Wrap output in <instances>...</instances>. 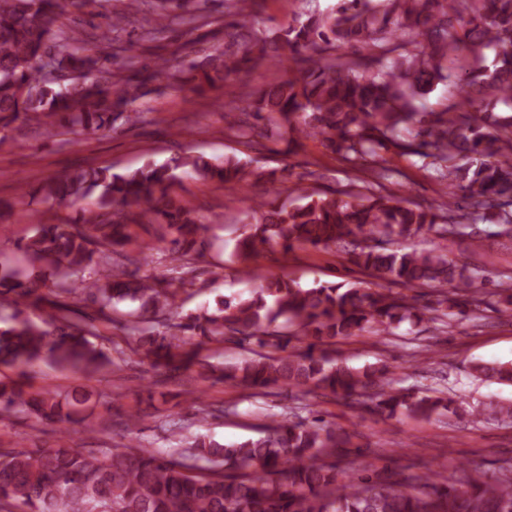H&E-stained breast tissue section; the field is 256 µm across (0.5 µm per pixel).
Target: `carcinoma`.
<instances>
[{"label": "carcinoma", "instance_id": "obj_1", "mask_svg": "<svg viewBox=\"0 0 512 512\" xmlns=\"http://www.w3.org/2000/svg\"><path fill=\"white\" fill-rule=\"evenodd\" d=\"M172 0H157L145 19V36L172 29L185 17L168 13ZM82 0H0V133L16 124L36 125L50 137L97 134L117 122L144 121L135 102L166 71L141 69L132 78L112 73V56L63 29L62 18ZM236 19L224 38L242 46L230 56L215 51L191 61L179 80L199 96L231 74L261 65L268 44L284 61L300 64L299 76L267 85L239 112H228L225 129L245 145L254 138L282 139L298 148L316 139L326 152L369 177L340 196L307 194L305 200L257 202L243 210L236 240L237 272L248 293L226 297L218 307L178 315V287L201 291L193 261L205 246L206 222L177 193L185 177L216 181L235 190L251 180L273 181L280 170L261 171L255 159L226 155L215 161L182 153L161 165L147 163L116 173L87 166L45 180L38 189L50 207L72 206L94 195L97 209L81 220H38L15 243L17 267L0 273V299L10 302L9 325L0 328V362L34 369L42 364L86 375L108 361L91 336L116 305L141 302L143 314L126 322L127 349L153 368L178 377L197 364L203 340L230 338L261 351L224 366L220 378L266 394L280 387L299 397L339 398L351 407L393 417L429 420L444 411L474 421L512 420V404L469 408L441 389L394 385L389 368H357L330 356L338 338L390 336L401 323L438 322L462 307L481 304L473 284L479 272L437 248L406 249L423 233L442 240L477 236L475 222L497 217L491 235L512 239V121L500 122L483 94L512 107V0H339L328 14H308L273 40L252 33V2L237 0ZM495 52L483 65L484 50ZM475 66L457 83V101L441 112L420 101L451 77L457 54ZM100 79L73 86L50 72ZM418 127L412 138L400 131ZM432 159L438 179L469 200L460 214L451 202L411 207L381 194L387 169L380 152ZM156 224L155 240H138L133 226ZM267 246L288 253L297 247L346 248L367 281L306 287L294 278L262 276L251 262ZM116 247L156 250L168 275L144 278L139 269L112 264ZM414 295L409 296L407 292ZM30 306L44 310L34 321ZM272 348L276 354L263 352ZM471 374L512 382V363L476 361ZM101 406L83 391L65 399L34 393L22 383L0 382V412L25 413L59 425L55 448L0 452V507L19 512H512V470L487 477L480 471L461 488L430 474L407 489L397 474L368 470L346 482L332 459L347 457L357 433L314 418L283 416L260 435L236 445L192 434L170 452L129 442L97 454L66 444L67 425L86 423Z\"/></svg>", "mask_w": 512, "mask_h": 512}]
</instances>
